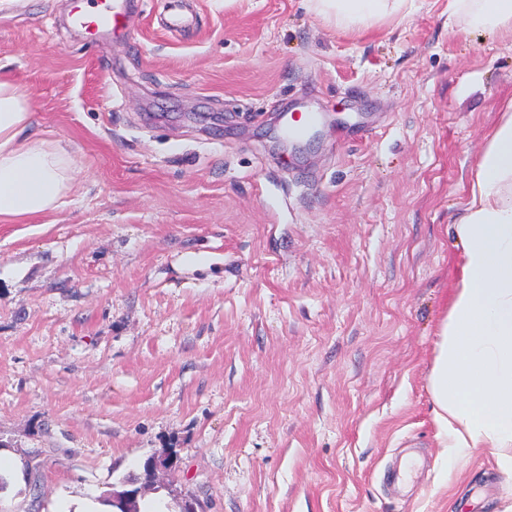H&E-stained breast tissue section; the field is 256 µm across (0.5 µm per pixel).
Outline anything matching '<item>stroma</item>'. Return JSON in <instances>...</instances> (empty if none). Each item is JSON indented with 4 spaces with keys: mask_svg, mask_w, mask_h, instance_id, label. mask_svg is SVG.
Returning <instances> with one entry per match:
<instances>
[{
    "mask_svg": "<svg viewBox=\"0 0 512 512\" xmlns=\"http://www.w3.org/2000/svg\"><path fill=\"white\" fill-rule=\"evenodd\" d=\"M0 0V74L81 171L0 224V512H62L176 453L177 512H512L488 449L442 484L429 373L462 213L512 100V29L448 0L349 33L305 0ZM318 113L314 150L284 113ZM406 448L427 465L392 491ZM44 493L34 498L32 487ZM86 0H75L70 12L73 28L84 35L96 38L101 34H120L125 28L127 13L126 0H96V6L90 10L85 7Z\"/></svg>",
    "mask_w": 512,
    "mask_h": 512,
    "instance_id": "1",
    "label": "stroma"
}]
</instances>
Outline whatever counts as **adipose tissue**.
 <instances>
[{
  "mask_svg": "<svg viewBox=\"0 0 512 512\" xmlns=\"http://www.w3.org/2000/svg\"><path fill=\"white\" fill-rule=\"evenodd\" d=\"M338 30L408 14L409 0H307ZM448 19L497 27L512 0H449ZM25 94L0 78V223L20 224L64 205L80 172L60 140L34 131ZM461 246L448 315L429 374L447 460L492 449L512 469V100L487 136L468 200L452 226Z\"/></svg>",
  "mask_w": 512,
  "mask_h": 512,
  "instance_id": "ef3b65f1",
  "label": "adipose tissue"
}]
</instances>
